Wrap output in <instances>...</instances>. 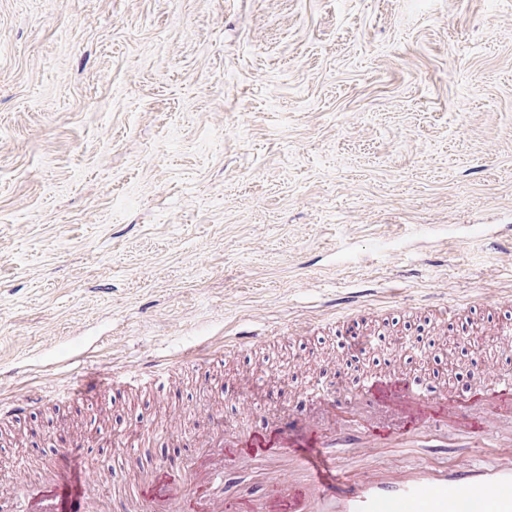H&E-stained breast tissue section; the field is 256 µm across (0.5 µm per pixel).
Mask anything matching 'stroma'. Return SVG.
<instances>
[{
    "mask_svg": "<svg viewBox=\"0 0 512 512\" xmlns=\"http://www.w3.org/2000/svg\"><path fill=\"white\" fill-rule=\"evenodd\" d=\"M489 304L512 307V0H0V512L59 431L83 512H140L201 410L260 431L337 369L461 388L449 362L512 360ZM219 346L198 384L185 351ZM153 364L165 388L67 399ZM268 476L235 461L224 492Z\"/></svg>",
    "mask_w": 512,
    "mask_h": 512,
    "instance_id": "stroma-1",
    "label": "stroma"
}]
</instances>
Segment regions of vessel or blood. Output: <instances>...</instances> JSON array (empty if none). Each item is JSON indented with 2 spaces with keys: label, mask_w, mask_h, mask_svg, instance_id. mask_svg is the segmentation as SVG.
Masks as SVG:
<instances>
[{
  "label": "vessel or blood",
  "mask_w": 512,
  "mask_h": 512,
  "mask_svg": "<svg viewBox=\"0 0 512 512\" xmlns=\"http://www.w3.org/2000/svg\"><path fill=\"white\" fill-rule=\"evenodd\" d=\"M163 374L154 368L100 375L94 387L78 385L68 396L78 400L89 389L103 392L118 383L158 386ZM311 396L319 400L318 410L275 417L258 433L224 432L213 439L225 456L248 455L286 469L287 494L254 501L225 496L223 464L208 462L209 450L188 441L184 456L193 468L178 475L158 468L142 488L147 512H163L169 499L178 500L183 512H314L322 502L330 512H512V431L487 427L512 415L511 364H482L460 390L430 392L375 377L353 392L333 376ZM469 439L482 444L484 459L462 468L448 465V457ZM57 442L56 477L27 487L23 512H79L88 495L92 474L83 452L67 437ZM369 442L419 448L438 463L401 472H353L345 463L346 449Z\"/></svg>",
  "instance_id": "obj_1"
}]
</instances>
